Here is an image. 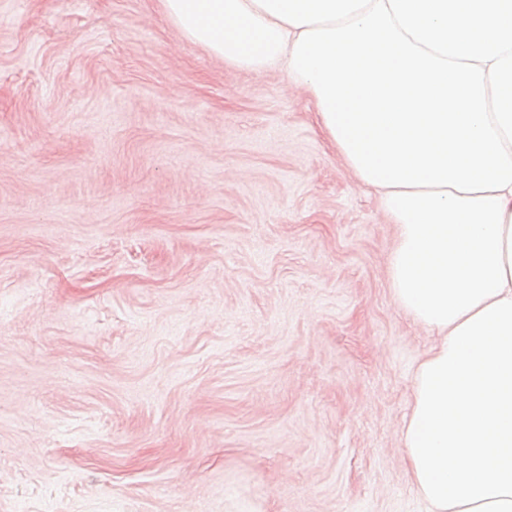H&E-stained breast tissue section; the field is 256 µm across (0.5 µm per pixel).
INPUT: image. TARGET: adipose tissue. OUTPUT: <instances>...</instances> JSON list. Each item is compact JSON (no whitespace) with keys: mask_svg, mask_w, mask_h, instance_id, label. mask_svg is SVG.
Returning a JSON list of instances; mask_svg holds the SVG:
<instances>
[{"mask_svg":"<svg viewBox=\"0 0 512 512\" xmlns=\"http://www.w3.org/2000/svg\"><path fill=\"white\" fill-rule=\"evenodd\" d=\"M275 67L397 226L399 309L435 336L401 442L426 512H512V0H161Z\"/></svg>","mask_w":512,"mask_h":512,"instance_id":"ef3b65f1","label":"adipose tissue"}]
</instances>
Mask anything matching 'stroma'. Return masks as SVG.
<instances>
[{
	"mask_svg": "<svg viewBox=\"0 0 512 512\" xmlns=\"http://www.w3.org/2000/svg\"><path fill=\"white\" fill-rule=\"evenodd\" d=\"M316 112L160 0H0V512H421L433 338Z\"/></svg>",
	"mask_w": 512,
	"mask_h": 512,
	"instance_id": "35a3bbf8",
	"label": "stroma"
}]
</instances>
